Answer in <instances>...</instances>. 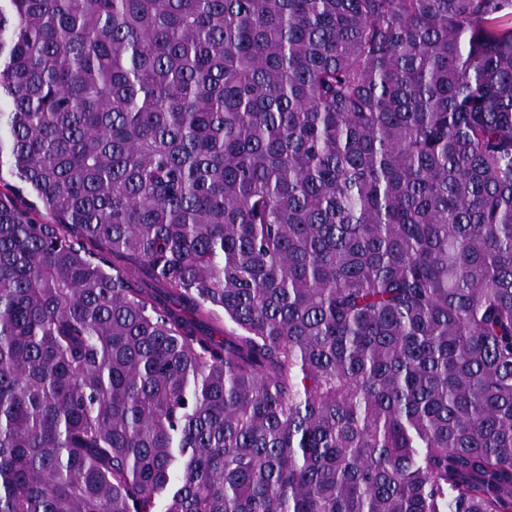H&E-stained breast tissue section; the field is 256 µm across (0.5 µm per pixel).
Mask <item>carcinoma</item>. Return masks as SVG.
<instances>
[{
    "mask_svg": "<svg viewBox=\"0 0 512 512\" xmlns=\"http://www.w3.org/2000/svg\"><path fill=\"white\" fill-rule=\"evenodd\" d=\"M4 163L0 512H512V0H0Z\"/></svg>",
    "mask_w": 512,
    "mask_h": 512,
    "instance_id": "cac0c4a2",
    "label": "carcinoma"
}]
</instances>
